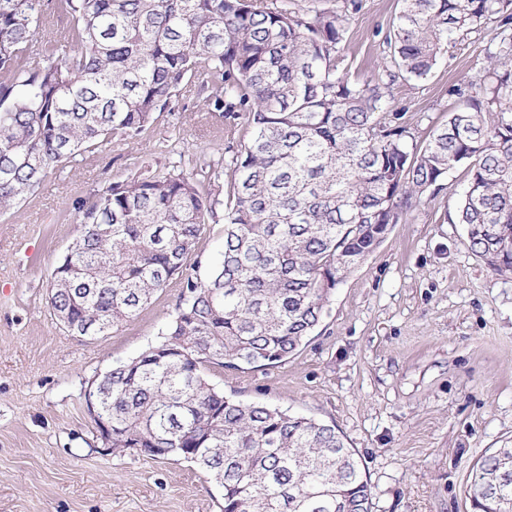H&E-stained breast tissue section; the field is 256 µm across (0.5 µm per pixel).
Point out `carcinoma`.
<instances>
[{
    "label": "carcinoma",
    "instance_id": "cac0c4a2",
    "mask_svg": "<svg viewBox=\"0 0 512 512\" xmlns=\"http://www.w3.org/2000/svg\"><path fill=\"white\" fill-rule=\"evenodd\" d=\"M400 2L382 73L355 82L339 60L360 0H58L77 52L61 59L49 41L37 60L44 0H0V215L55 170L141 134L192 78L224 131L249 135L221 185L147 164L76 203L79 234L49 281L77 336L108 334L179 282L163 340L100 384L112 452L193 463L222 488L223 512H372V491L335 427L236 401L207 366L288 360L336 285L462 165L454 220L491 270L512 267V0ZM491 23L487 70L456 86L457 109L418 146L403 114L383 111L387 90L427 78ZM218 204L223 250L203 257ZM471 483L500 494L478 512H512V448L483 457Z\"/></svg>",
    "mask_w": 512,
    "mask_h": 512
}]
</instances>
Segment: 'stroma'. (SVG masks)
Wrapping results in <instances>:
<instances>
[{"instance_id":"stroma-1","label":"stroma","mask_w":512,"mask_h":512,"mask_svg":"<svg viewBox=\"0 0 512 512\" xmlns=\"http://www.w3.org/2000/svg\"><path fill=\"white\" fill-rule=\"evenodd\" d=\"M361 3L342 67L363 82L382 71L400 3ZM494 34L470 33L427 79L392 86L386 109L417 142L457 107L452 88L483 74ZM207 96L183 85L140 136L68 164L0 216V512H221V488L193 463L107 452L86 405L92 379L159 341L178 284L105 336L68 333L48 303L76 201L142 163L189 172L240 150L243 134L225 133ZM467 182L457 167L392 225L288 361L205 371L236 400L335 426L366 469L372 512H473L475 464L512 446V273L493 272L449 220Z\"/></svg>"}]
</instances>
